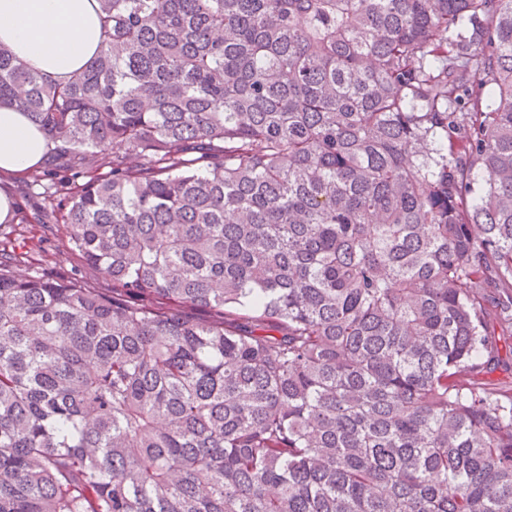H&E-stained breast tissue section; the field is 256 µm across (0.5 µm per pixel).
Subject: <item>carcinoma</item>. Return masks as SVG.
<instances>
[{
    "label": "carcinoma",
    "mask_w": 512,
    "mask_h": 512,
    "mask_svg": "<svg viewBox=\"0 0 512 512\" xmlns=\"http://www.w3.org/2000/svg\"><path fill=\"white\" fill-rule=\"evenodd\" d=\"M97 12L0 44L84 269L0 263V512H512V0ZM96 0H0V43L56 78L83 68L99 50Z\"/></svg>",
    "instance_id": "carcinoma-1"
}]
</instances>
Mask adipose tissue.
Returning a JSON list of instances; mask_svg holds the SVG:
<instances>
[{
	"label": "adipose tissue",
	"mask_w": 512,
	"mask_h": 512,
	"mask_svg": "<svg viewBox=\"0 0 512 512\" xmlns=\"http://www.w3.org/2000/svg\"><path fill=\"white\" fill-rule=\"evenodd\" d=\"M96 0H0V43L56 78L83 68L99 50ZM46 153L42 134L21 110L0 107V171L22 177Z\"/></svg>",
	"instance_id": "adipose-tissue-1"
}]
</instances>
